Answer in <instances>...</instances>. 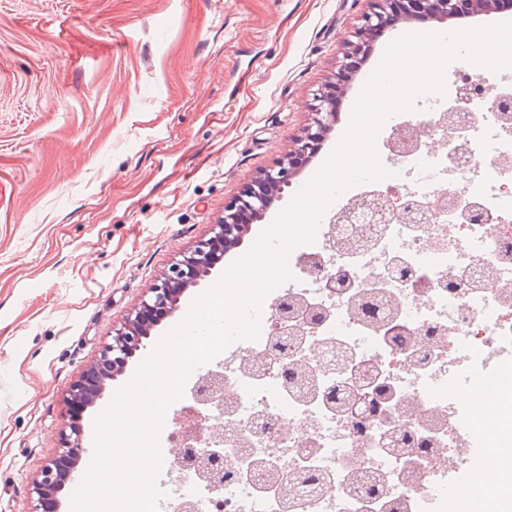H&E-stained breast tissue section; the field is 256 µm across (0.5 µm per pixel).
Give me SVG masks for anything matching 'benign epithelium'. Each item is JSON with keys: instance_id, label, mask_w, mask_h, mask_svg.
<instances>
[{"instance_id": "obj_1", "label": "benign epithelium", "mask_w": 512, "mask_h": 512, "mask_svg": "<svg viewBox=\"0 0 512 512\" xmlns=\"http://www.w3.org/2000/svg\"><path fill=\"white\" fill-rule=\"evenodd\" d=\"M372 2V10L362 17V23L357 27L358 42L353 46V51L346 55V62L340 67L342 71L350 66L356 54L365 51L368 40L384 35L392 24L447 21L465 12L477 14L489 9L496 10L503 0ZM346 79L347 76L341 75L322 89L312 107V122L296 139L294 148L224 205V217L213 225L212 235L174 262L161 284L151 288L152 297L142 300L139 308L115 329L112 342L104 347L99 360L69 390L66 396L69 412H82L94 406L103 397L108 384L125 371L138 351L146 347V341L162 323V320L156 318V313L162 310L165 316H171L178 308L179 293L186 288L198 286L223 258L224 249L243 242L249 232V222L268 210L275 194L291 184L302 165L320 149L336 118V100L350 89ZM380 391L379 387L373 390L371 402L354 399L349 409L369 418V413L376 410L374 399L379 397ZM84 451L82 429L70 427V433L63 434L58 455L49 460L32 487L36 498L32 501L31 512L60 510L59 495L76 472ZM221 453L222 449L214 448L210 453L200 456L191 448H182L177 452V474L181 476L185 472H193L202 476L204 463L216 461Z\"/></svg>"}]
</instances>
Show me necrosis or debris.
I'll return each instance as SVG.
<instances>
[{
  "label": "necrosis or debris",
  "mask_w": 512,
  "mask_h": 512,
  "mask_svg": "<svg viewBox=\"0 0 512 512\" xmlns=\"http://www.w3.org/2000/svg\"><path fill=\"white\" fill-rule=\"evenodd\" d=\"M437 110L415 102L377 157L386 178L357 187L354 203L395 193L401 207L358 210L348 233L367 246L331 249V225L288 255L292 281L262 308L260 332L238 339L188 376L183 438L196 432L195 400L207 373L223 376L224 418L212 432L223 455L221 489L178 483L173 503L199 512H448V483L477 458L507 489L496 512H512V405L490 423H467L463 389L512 380V67L484 75L468 65L444 75ZM466 106H459L460 97ZM447 194L448 208L416 224L410 215ZM397 273H388L387 262ZM343 278L342 288L318 282ZM294 314L277 320L276 303ZM321 316L307 323L309 308ZM329 360L317 368L318 359ZM384 386L368 421L329 407L334 389Z\"/></svg>",
  "instance_id": "1"
}]
</instances>
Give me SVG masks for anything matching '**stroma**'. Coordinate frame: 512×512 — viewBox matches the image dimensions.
Here are the masks:
<instances>
[{"label": "stroma", "instance_id": "obj_1", "mask_svg": "<svg viewBox=\"0 0 512 512\" xmlns=\"http://www.w3.org/2000/svg\"><path fill=\"white\" fill-rule=\"evenodd\" d=\"M369 0H0V512L170 264L293 147ZM359 69L314 158L348 131ZM255 234L153 333L160 341Z\"/></svg>", "mask_w": 512, "mask_h": 512}]
</instances>
